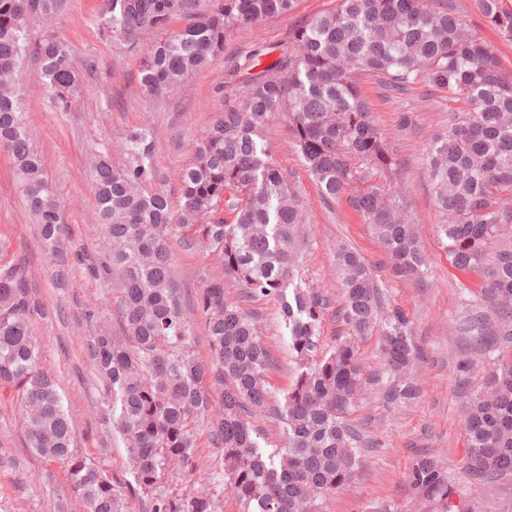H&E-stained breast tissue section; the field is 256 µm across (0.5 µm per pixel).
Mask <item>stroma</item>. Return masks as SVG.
<instances>
[{
  "label": "stroma",
  "mask_w": 512,
  "mask_h": 512,
  "mask_svg": "<svg viewBox=\"0 0 512 512\" xmlns=\"http://www.w3.org/2000/svg\"><path fill=\"white\" fill-rule=\"evenodd\" d=\"M460 17L476 30L512 70V41L501 37L484 19L479 0H452ZM101 0H66L53 23L39 17L28 23L30 41L55 29L70 47L75 69L82 74L86 92L68 109H59L50 92L37 80L38 64L27 58L18 73L22 110L41 154L45 170L57 188L67 222L68 249L100 257L101 235L93 222L95 198L88 177L91 154L98 147L112 148V164L122 167L127 156L122 144L129 130L148 127L153 134L159 173L150 188L177 201L178 175L189 162L193 141L202 137L227 98L240 86L230 79L236 61L257 46L275 48L284 43L294 24L334 7V0H297L293 12L274 16L234 31L223 52L185 86L160 102L147 99L140 87L141 53L101 37L92 18ZM378 127L396 153L395 176L404 200L416 216L428 255L422 278L399 280L390 272V260L346 200H328L291 145L288 122L275 116L263 140L278 167L294 182L304 202L301 275L310 286L325 292L331 306L320 327V350L328 352L345 334L339 316L342 285L332 263L338 243L356 248L371 267L384 303L406 314L418 356L413 373L418 398L394 410L384 401L386 375L382 367L381 339L372 336L359 346L366 386L352 414L355 426L377 445L362 451L363 472L354 482L336 490L324 512H410L411 495L406 475L415 459L432 452L448 465V475L472 512H512V480L492 491L471 478L466 470L468 444L461 425V405L467 395L488 389L493 365L486 356L473 355L461 332L469 306L482 303L481 295L463 300L457 288L461 274L451 264L438 230L440 214L425 163L429 141L448 128V100L426 84L402 93L391 92L376 79L362 82ZM0 237L9 240L19 263L28 266L45 317L36 318L44 365L59 381L69 411L78 450L99 462L120 483L129 512H149L148 499L133 488L127 454L121 441L106 440L98 415L103 387L88 358V343L98 326L117 328L122 290L112 281L89 276L85 267L69 268L64 281L53 277L38 230L26 207L11 157L0 151ZM174 231L171 249L178 295L185 312H194L205 274L220 275L211 259L181 244ZM258 315L264 340L278 366L268 380L274 395L287 390L295 364L288 348V330L279 305L271 299L247 302ZM193 468L172 472L171 488L182 493L212 483L223 475L224 458L207 432H199ZM70 512H83L72 494L62 467L34 454L25 444L20 411L9 397L0 395V512H56L59 501Z\"/></svg>",
  "instance_id": "35a3bbf8"
}]
</instances>
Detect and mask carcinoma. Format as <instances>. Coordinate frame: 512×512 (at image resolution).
Here are the masks:
<instances>
[{
	"label": "carcinoma",
	"mask_w": 512,
	"mask_h": 512,
	"mask_svg": "<svg viewBox=\"0 0 512 512\" xmlns=\"http://www.w3.org/2000/svg\"><path fill=\"white\" fill-rule=\"evenodd\" d=\"M102 0L94 17L100 35L140 50L141 35L158 38L140 69L143 94L161 100L224 50L230 34L292 12L296 0ZM64 0H0V150L14 163L29 210L61 279L72 262L64 248V213L41 158L31 150L15 73L25 57L39 65L38 80L59 108L80 98L84 85L67 42L54 32L30 42L31 16L56 18ZM486 22L512 39V12L501 0H480ZM178 18L189 24L172 30ZM383 76L394 89L424 82L462 108L448 130L426 147L425 161L442 213L445 248L463 275L462 295L490 296L497 331L481 310L466 316L464 332L482 351H498L488 390L463 405L467 471L492 488L512 478V72L460 18L448 0H336V7L301 19L279 56L248 54L234 75L242 90L193 142L179 174L178 208L144 186L158 175L152 135L125 136L127 164L116 169L107 147L90 163L95 220L104 260L88 266L99 280L123 286L122 335L98 328L89 355L105 389L100 420L125 444L136 487L151 512H221L224 492L241 512H321V505L362 470L366 441L348 419L364 384L357 344L379 333L385 367L395 380L385 402L414 401L418 385L405 377L416 350L407 317L382 306L372 271L352 246L334 254L343 285L341 318L347 335L323 357L318 331L328 296L299 278L303 205L297 187L277 167L261 132L281 112L293 147L322 195L346 199L371 225L391 260L393 277L424 274L427 258L418 224L391 179L394 152L363 97L360 76ZM201 248L223 269L205 276L195 315L205 323L211 357L190 350L192 319L175 296L170 247ZM237 294L224 293V279ZM32 277L0 238V389L19 404L27 447L64 469L84 512H124L117 483L74 444L58 383L41 364L33 317L45 315L32 295ZM279 302L295 361L292 384L272 399L268 372L275 359L256 315L243 303ZM269 414L280 445L269 452L252 424ZM223 449L224 475L190 495L170 488L174 467L192 465L200 428ZM418 512H458L447 468L420 455L407 473Z\"/></svg>",
	"instance_id": "obj_1"
}]
</instances>
